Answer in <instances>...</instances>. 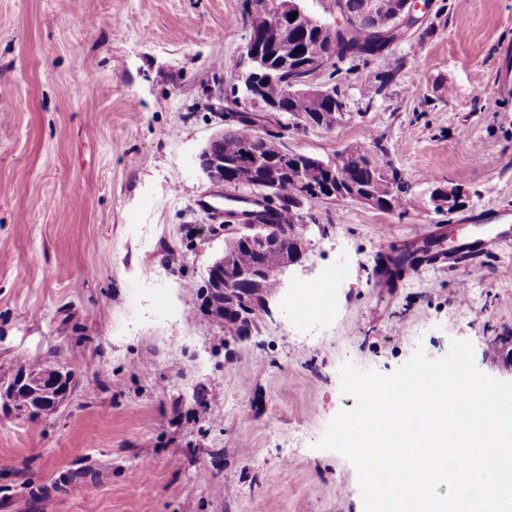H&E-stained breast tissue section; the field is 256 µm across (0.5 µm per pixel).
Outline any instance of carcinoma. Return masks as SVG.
<instances>
[{
	"instance_id": "1",
	"label": "carcinoma",
	"mask_w": 512,
	"mask_h": 512,
	"mask_svg": "<svg viewBox=\"0 0 512 512\" xmlns=\"http://www.w3.org/2000/svg\"><path fill=\"white\" fill-rule=\"evenodd\" d=\"M371 4L372 0H336L340 12L355 18V21L350 23L349 28L336 33L332 42L316 25L317 17L308 12L286 20L288 44L291 45L288 59L293 64L288 67L280 63L277 55H271L277 72L273 79L266 81L267 97L279 114H285L292 120L307 116L315 124L323 123L329 128L330 115L344 112L343 98L308 95L292 88L291 83L303 75L300 70L303 63L376 56L371 47L381 40V35L373 29ZM385 60V70L374 77L380 89L393 82L403 67L398 58L387 55ZM224 144L236 145L239 152L236 164L228 170L234 189L241 186L257 189L269 181H275L278 211L288 214L289 218H298L297 211L302 203L322 202L327 197L325 188L330 180L329 170L324 168L325 161L288 150L279 142V136L267 132L262 137L252 139L226 130ZM345 151L349 154V163L342 169V182L336 184V192L370 194L376 198L378 209L396 212L400 216L412 208V189L407 187L397 194L390 192V183L402 178V175L378 155V143H359L345 148ZM295 228L293 222L268 225V247L279 245L282 235L293 232ZM224 229L238 238L235 263L259 271V287L252 289V292L256 293V303L260 304L263 296L274 294L280 288L278 280L267 272L265 252L251 241L239 237L237 225L226 224ZM199 296H208L215 305L222 304L227 308L224 321L218 323L224 330L225 344L236 343L250 335L256 325L254 308H245L229 299L222 300L211 293L207 295L203 286L199 288Z\"/></svg>"
}]
</instances>
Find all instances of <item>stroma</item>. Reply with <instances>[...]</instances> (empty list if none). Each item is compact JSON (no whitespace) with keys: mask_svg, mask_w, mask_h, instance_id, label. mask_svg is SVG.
<instances>
[{"mask_svg":"<svg viewBox=\"0 0 512 512\" xmlns=\"http://www.w3.org/2000/svg\"><path fill=\"white\" fill-rule=\"evenodd\" d=\"M246 0H0V384L73 366L54 411L0 402V512H364L353 464L317 449L353 408L339 368L389 374L416 347L512 336V245L477 269L385 279L375 247L448 226H512V0H433L422 43L315 74L345 103L288 130L320 159L377 139L411 182L407 215L352 199L304 207L285 288L321 290V331L283 296L224 348L198 289L225 235L198 156L247 66ZM464 192L435 213L432 190ZM79 361H72V354Z\"/></svg>","mask_w":512,"mask_h":512,"instance_id":"stroma-1","label":"stroma"}]
</instances>
